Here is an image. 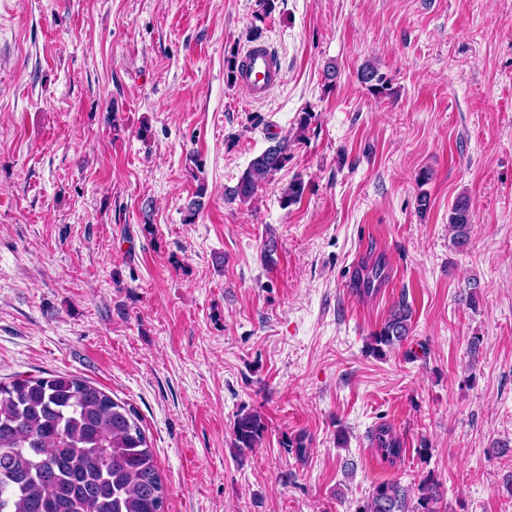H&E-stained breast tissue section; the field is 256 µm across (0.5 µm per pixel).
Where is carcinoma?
Listing matches in <instances>:
<instances>
[{
    "label": "carcinoma",
    "mask_w": 512,
    "mask_h": 512,
    "mask_svg": "<svg viewBox=\"0 0 512 512\" xmlns=\"http://www.w3.org/2000/svg\"><path fill=\"white\" fill-rule=\"evenodd\" d=\"M359 81L375 94L387 81L374 66ZM288 139L256 155L231 195L251 200L290 161ZM448 223L455 243L469 239V201L453 203ZM411 307L402 298L371 336L369 351L382 357L408 340ZM267 430L261 415L241 413L233 426L234 447H256ZM386 461L399 457L397 441L380 430ZM438 485L399 481L376 484L356 512H441ZM0 512H165V489L153 449L136 410L90 382L70 375L0 381Z\"/></svg>",
    "instance_id": "carcinoma-1"
}]
</instances>
